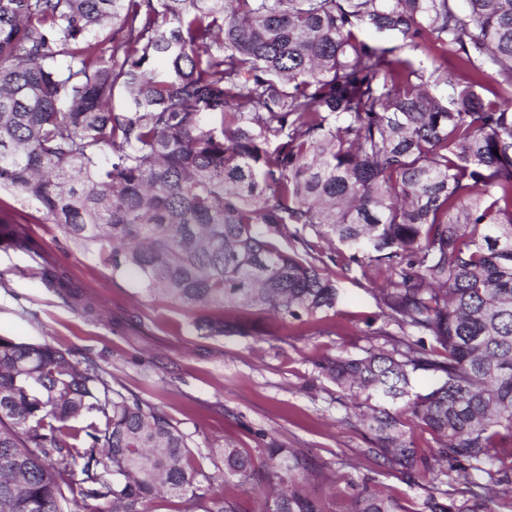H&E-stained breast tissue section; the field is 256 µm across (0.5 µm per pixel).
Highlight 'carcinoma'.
Listing matches in <instances>:
<instances>
[{
	"label": "carcinoma",
	"instance_id": "obj_1",
	"mask_svg": "<svg viewBox=\"0 0 512 512\" xmlns=\"http://www.w3.org/2000/svg\"><path fill=\"white\" fill-rule=\"evenodd\" d=\"M369 29L469 81L425 75ZM0 187L185 310L316 319L340 299L329 265L371 270L387 348L324 365L383 401L364 416L370 452L409 481L445 462L467 485L423 512L512 508V0H0ZM318 240L342 250L325 261ZM5 241L41 252L0 218ZM418 370L437 375L407 402L436 436L428 454L385 407ZM268 456L270 512H322L301 483L310 459ZM80 460L85 496L110 512L211 483L158 406L67 351L0 336V512H84ZM223 461L226 494H192L191 512H240L229 482L254 464L237 448ZM351 512L399 506L373 491Z\"/></svg>",
	"mask_w": 512,
	"mask_h": 512
}]
</instances>
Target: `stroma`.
<instances>
[{
	"mask_svg": "<svg viewBox=\"0 0 512 512\" xmlns=\"http://www.w3.org/2000/svg\"><path fill=\"white\" fill-rule=\"evenodd\" d=\"M0 210L28 227L46 260L41 268L0 250V336L45 342L98 365L114 391L159 406L190 434L207 472H215L219 449L249 453L258 476L234 487L240 512H261L272 448L311 458L305 487L326 512H350L367 486L394 496L401 512H420L429 494L446 489L445 477L413 484L375 459L374 436L352 398L321 368L326 359L363 357L384 344L376 334L383 309L360 269L333 268L343 297L322 321L248 309L240 313L247 332L211 335L198 329L196 314L147 296L105 255L78 249L35 202L1 190ZM45 268L65 274L81 301L48 288Z\"/></svg>",
	"mask_w": 512,
	"mask_h": 512,
	"instance_id": "1",
	"label": "stroma"
}]
</instances>
